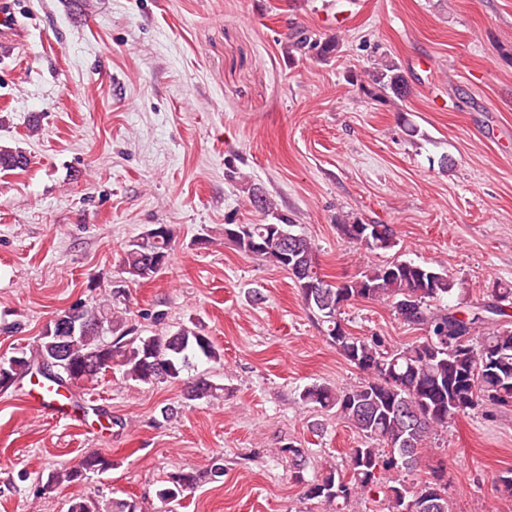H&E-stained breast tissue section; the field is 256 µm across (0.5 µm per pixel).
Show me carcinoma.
<instances>
[{
  "instance_id": "obj_1",
  "label": "carcinoma",
  "mask_w": 512,
  "mask_h": 512,
  "mask_svg": "<svg viewBox=\"0 0 512 512\" xmlns=\"http://www.w3.org/2000/svg\"><path fill=\"white\" fill-rule=\"evenodd\" d=\"M339 43H322L300 31L290 48L300 53L326 56ZM363 93L378 102L409 94L405 77L393 65L383 64L368 73ZM22 151L0 147V170L28 165ZM253 207L273 214L275 202L259 187L248 189ZM358 220H342L338 228L355 246L369 252L397 245L389 224L369 225L363 235ZM293 224L281 217L279 224L224 225V239L244 255L268 262L288 272L304 306L321 324L326 342L364 374L361 383L343 389L312 384L298 394L303 407L335 411L352 425L364 441L347 453V468H329L306 477V456L292 445L277 450L288 459L290 479L303 488L309 501L345 512L355 496L378 494L380 512H452L448 485L432 469V478L409 487L405 473L417 464L429 436L460 415L490 406H512V284L496 281L486 286V296L466 312L448 305L455 281L441 266L412 261L374 264L358 275L330 281L321 272L317 248L296 234ZM153 230L129 242L121 261L127 279L154 280L171 261L173 232L151 239ZM383 301L405 324L423 331L418 340L394 346L378 333L353 334L341 317L352 301ZM60 315L70 317L76 328L56 329L39 336L35 348L0 367V386H11L28 375H41L61 387L98 378L117 369L124 381L156 384L184 382L187 401L210 399L221 387L189 376L193 360L222 359L219 348L195 322L174 333L143 336L127 319L105 302L77 304ZM112 462L90 454L78 466L48 475L50 482L82 481L90 473H103ZM201 475L193 471L172 474L158 497L177 508L185 491L194 488ZM495 491L512 497V469L495 479Z\"/></svg>"
}]
</instances>
